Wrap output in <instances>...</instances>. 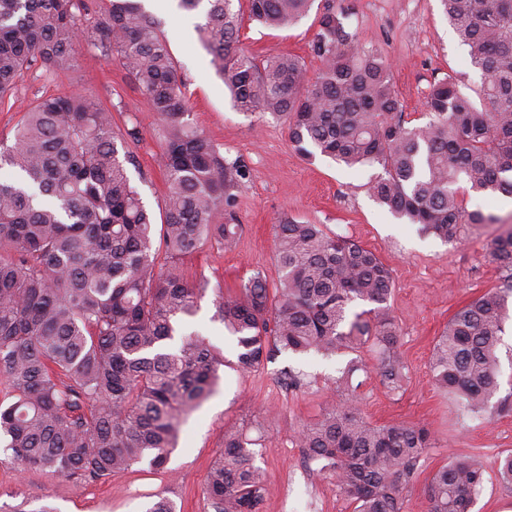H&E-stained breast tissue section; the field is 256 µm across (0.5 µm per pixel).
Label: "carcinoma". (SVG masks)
<instances>
[{
    "label": "carcinoma",
    "instance_id": "1",
    "mask_svg": "<svg viewBox=\"0 0 512 512\" xmlns=\"http://www.w3.org/2000/svg\"><path fill=\"white\" fill-rule=\"evenodd\" d=\"M314 0H247L249 18L284 29ZM448 20L483 76L478 108L448 76L430 85V120H405L379 50L359 43L347 15L325 7L311 44L321 66L308 76L292 54L259 59L239 47L241 0H178L199 11L200 41L212 56L236 110L285 120L305 158L329 157L382 174L370 195L392 214L444 242L465 224H491L467 211L460 184L512 196V0H442ZM128 72L162 126L167 180L161 223L154 222L124 161L137 126L119 134L112 113L80 94L43 99L24 112L12 143L0 148V372L12 402L0 405V434L15 468L72 481H98L144 461L159 470L179 428L213 391L224 356L200 336L181 333L205 284L167 258L213 241L226 248L242 233L233 210L248 177L189 121L184 82L153 18L139 0H0V100L23 71L68 69L80 40ZM504 285L457 310L438 337L431 372L465 417L478 416L499 392L501 336L512 298V231L494 239ZM281 272L271 289L256 273L216 314L236 340L234 365L250 372L282 353L331 358L368 346L390 390L403 387L391 270L372 250L321 224L276 227ZM358 303L370 305L352 311ZM369 370L359 357L341 379L351 392L296 437L307 461L336 478L354 512H402L420 461L433 447L419 424L377 425L363 413L354 382ZM257 442L224 431L211 468L210 512H260L267 485ZM474 457L450 462L425 487L428 512H473L486 479Z\"/></svg>",
    "mask_w": 512,
    "mask_h": 512
}]
</instances>
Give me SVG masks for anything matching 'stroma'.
<instances>
[{
  "label": "stroma",
  "mask_w": 512,
  "mask_h": 512,
  "mask_svg": "<svg viewBox=\"0 0 512 512\" xmlns=\"http://www.w3.org/2000/svg\"><path fill=\"white\" fill-rule=\"evenodd\" d=\"M348 14V24L362 41L374 44L391 66L392 82L406 120L422 125L430 116L425 95L434 80L454 76L459 90L476 104L482 74L469 62L468 48L450 27L441 0H315L311 12L294 27L269 30L243 18L240 41L257 55L277 53L301 57L309 72L320 62L309 44L324 5ZM159 21L189 100V119L204 131L227 159H240L250 176L236 194L234 211L243 232L232 249L209 243L178 263L181 274L203 281L207 290L197 315L184 332L207 338L234 359L235 344L215 317L219 296L232 294L254 272L270 287L281 273L274 257L275 227L293 219L323 225L376 252L392 271L395 290L390 304L399 326V352L407 381L388 391L377 375L365 378L360 393L372 423H418L428 428L435 445L420 462L403 512H428L427 478L458 458L477 455L487 467L474 512H512V485L497 472L500 459L512 455V321H507L500 357L499 404L474 419L459 417L452 400L434 382L430 368L433 346L459 308L499 287L504 271L493 261L491 244L512 229V207L500 194L460 190L467 210L493 214L495 223L465 226L460 242L448 244L418 233L380 206L367 192L379 167L354 169L323 157H302L288 139L282 121L263 113L237 111L210 55L196 31L201 16L178 9L175 0L150 6ZM79 92L112 114L115 130L138 126L127 172L153 213H160L166 193L161 167V129L127 71L100 50L80 44L69 68L60 76L43 69L27 70L15 92L14 105L0 106V139H8L27 107L42 98ZM347 356L326 359L310 353L282 355L251 371L222 368L215 393L183 425L165 468L141 463L133 470L96 482L67 481L42 471L18 472L0 464V512H147L159 497L175 512H208L204 490L213 463L224 451V431L249 428L260 440L258 465L268 493L261 512H353L354 506L334 477L307 468L294 444L299 430L317 421L328 404L343 401L338 383ZM297 375L299 387L288 386L284 374Z\"/></svg>",
  "instance_id": "1"
}]
</instances>
